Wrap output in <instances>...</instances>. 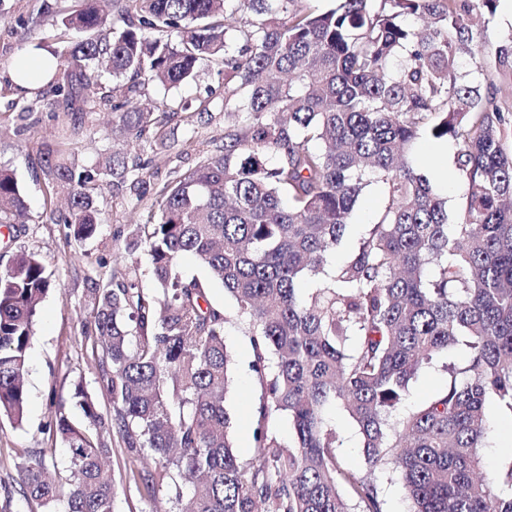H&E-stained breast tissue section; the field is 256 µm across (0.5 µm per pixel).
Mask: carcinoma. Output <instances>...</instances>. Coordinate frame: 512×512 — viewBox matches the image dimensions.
Segmentation results:
<instances>
[{
    "instance_id": "cac0c4a2",
    "label": "carcinoma",
    "mask_w": 512,
    "mask_h": 512,
    "mask_svg": "<svg viewBox=\"0 0 512 512\" xmlns=\"http://www.w3.org/2000/svg\"><path fill=\"white\" fill-rule=\"evenodd\" d=\"M60 18L84 35L53 53L65 71L63 111L105 100L113 129L145 137L157 124L136 93L177 87L200 60L224 63V145L167 183L158 208L126 249L144 248L159 285L131 272L95 294L94 346L112 400L104 416L83 388L85 422L58 401L53 424L67 445L62 480L44 455L18 463L25 500L65 512H113L116 482L95 434L115 433L141 468L142 498L164 494L170 512H385L375 472L402 484L410 512H512V458L480 472L492 404L512 413V33L475 70L473 16L499 0H336L316 12L302 0H128L125 27L108 29L97 0ZM117 80L101 93L97 71ZM452 140L467 186L449 221L412 154L422 138ZM145 165L112 152L99 168L46 159L52 189L67 190L74 237L98 229V182L139 180ZM386 204L350 256L332 254L365 187ZM26 203L0 168V224ZM191 255L219 282L247 326L259 406L253 454L230 436L224 399L232 354L229 319L208 286L186 274ZM319 283L301 298L306 280ZM51 280L34 253L0 272V416L23 420L28 349ZM445 386L392 417L411 380L448 349ZM342 407L362 437L368 474L347 470L327 418ZM288 416L283 442L270 425ZM192 485L190 493L183 487Z\"/></svg>"
}]
</instances>
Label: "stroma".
Masks as SVG:
<instances>
[{
	"label": "stroma",
	"instance_id": "stroma-1",
	"mask_svg": "<svg viewBox=\"0 0 512 512\" xmlns=\"http://www.w3.org/2000/svg\"><path fill=\"white\" fill-rule=\"evenodd\" d=\"M82 0H0V166L13 171L28 207V218L16 224H0V270L16 254L35 253L54 287L43 298L36 319V335L28 350L25 387L27 404L22 424L0 418V512H44L43 507L25 501L20 487L18 464L30 454L44 453L60 474L68 472L66 445L52 426L55 408L52 398L66 399V413L81 421L82 412L71 396L76 386L95 400L100 412L111 411L112 402L100 384L98 352L93 347L89 305L96 288L121 281L138 270L146 290L155 282L144 251L129 253L124 240L134 224L154 208L158 192L174 177L190 173L224 143V77L217 61L199 64L194 80L173 88L152 83L142 90V103L154 106L159 119L157 135L166 146L130 140L124 147L128 160L144 163L141 182L113 185L104 180L97 190L100 224L97 234L76 240L67 222V193L51 190L44 174L45 153L81 168L96 167L112 151V110L107 106L73 114L55 109L49 85L21 90L15 85L11 68L22 54L35 52L37 45L63 47L76 41L77 33L52 25L42 15L44 6L63 14L79 9ZM190 110H182V103ZM429 139L418 140V160H433L440 176L434 184L446 198L449 215H456L464 202L466 188L455 174L456 145L447 153L433 151ZM385 204L384 189L373 183L365 188L337 245L332 261L341 263L366 232ZM225 340L233 353L234 383L225 406L232 417L231 434L241 459L252 455V432L256 422L255 379L248 368L250 348L244 324L230 320ZM468 360L465 346H457L423 368L411 381L401 404L410 411L440 390L448 379L447 365ZM329 414L336 422L342 445L344 467L365 473L361 439L355 425L341 407ZM494 437L481 449V466L490 470L512 456V417L492 414ZM110 449L117 495L113 512H167L165 497L141 499L130 479L131 462L121 451L120 439L111 432L100 434Z\"/></svg>",
	"mask_w": 512,
	"mask_h": 512
}]
</instances>
